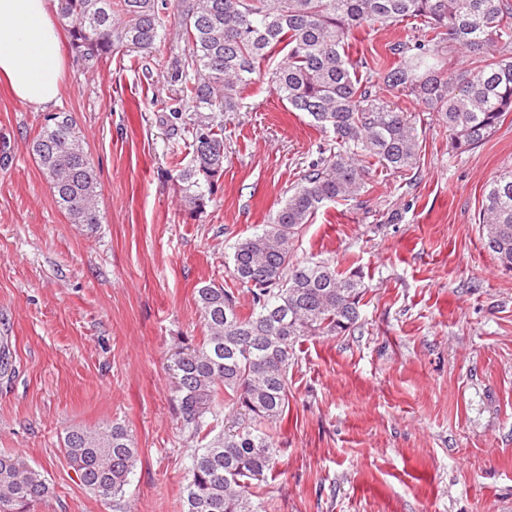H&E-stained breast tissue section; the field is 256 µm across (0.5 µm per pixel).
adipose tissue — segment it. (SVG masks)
Segmentation results:
<instances>
[{"label":"adipose tissue","instance_id":"adipose-tissue-1","mask_svg":"<svg viewBox=\"0 0 512 512\" xmlns=\"http://www.w3.org/2000/svg\"><path fill=\"white\" fill-rule=\"evenodd\" d=\"M65 63L49 0H0V77L18 101L56 104Z\"/></svg>","mask_w":512,"mask_h":512}]
</instances>
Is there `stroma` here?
<instances>
[{
  "mask_svg": "<svg viewBox=\"0 0 512 512\" xmlns=\"http://www.w3.org/2000/svg\"><path fill=\"white\" fill-rule=\"evenodd\" d=\"M411 22L356 32L352 59L397 63ZM179 48L86 67L67 49L57 111L71 115L100 182L102 222L71 223L31 150L45 111L0 85V454L40 469L34 512H183L196 443L180 429L167 366L199 341L197 288L223 283L233 244L268 223L327 137L266 81L224 117V173L204 213L174 179L162 124ZM411 113L415 169L373 172L360 199L325 204L295 242L300 261L360 270V318L295 346L288 405L271 433L267 512H512V271L487 251V184L512 165V112L457 152L435 113ZM124 424L139 455L121 499L77 481L63 438Z\"/></svg>",
  "mask_w": 512,
  "mask_h": 512,
  "instance_id": "stroma-1",
  "label": "stroma"
}]
</instances>
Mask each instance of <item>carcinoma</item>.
<instances>
[{"mask_svg":"<svg viewBox=\"0 0 512 512\" xmlns=\"http://www.w3.org/2000/svg\"><path fill=\"white\" fill-rule=\"evenodd\" d=\"M74 49L91 66L122 48L150 52L173 39L177 84L165 119L177 121L190 159L174 166L190 210H205L224 173V114L240 109L254 76L267 80L288 107L328 134L319 160L288 190L263 228L239 239L227 269L231 284L197 289L204 335L172 358L173 401L181 430L200 437L221 398L231 424L195 449L183 486L184 512H267L256 483L273 473L270 435L288 406V368L304 336H332L359 319L362 276L325 261L294 260L302 227L327 202L365 190L371 169H414L418 137L412 116L371 93L382 85L439 115L454 148L483 144L512 112V3L509 0H58ZM414 19L413 39L392 45L399 62H376L359 76L350 58L356 31ZM470 66L445 71L450 48ZM32 152L57 206L73 224L100 223L98 179L71 116L44 119ZM484 247L512 270V167L486 188ZM251 295L247 313L240 290ZM63 446L79 483L104 498L125 493L138 448L125 426L75 427ZM50 494L44 474L0 454V512H33Z\"/></svg>","mask_w":512,"mask_h":512,"instance_id":"obj_1","label":"carcinoma"}]
</instances>
